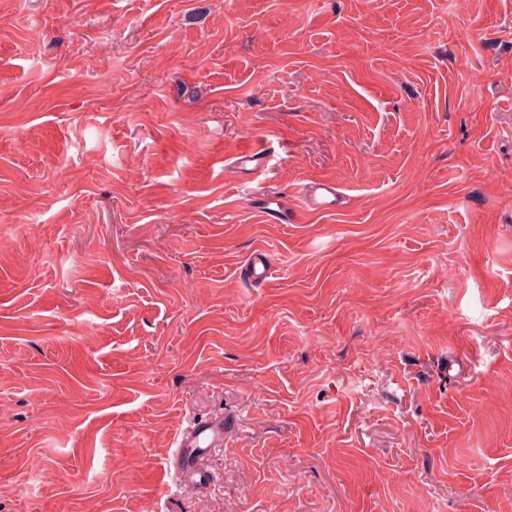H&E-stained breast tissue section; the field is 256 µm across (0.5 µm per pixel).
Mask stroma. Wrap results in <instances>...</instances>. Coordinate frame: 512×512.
<instances>
[{
  "instance_id": "stroma-1",
  "label": "stroma",
  "mask_w": 512,
  "mask_h": 512,
  "mask_svg": "<svg viewBox=\"0 0 512 512\" xmlns=\"http://www.w3.org/2000/svg\"><path fill=\"white\" fill-rule=\"evenodd\" d=\"M0 512H512V0H0ZM305 199L312 212L335 214L340 208L341 193L334 183L314 181L307 188ZM273 270L274 266L264 250H256L241 268L246 278L255 283L267 281ZM229 421L220 413L205 420L191 418L174 438V450L167 458V469L175 477V488L205 487L212 481V472L201 460L224 448V432Z\"/></svg>"
}]
</instances>
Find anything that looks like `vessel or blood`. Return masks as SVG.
I'll list each match as a JSON object with an SVG mask.
<instances>
[{
	"instance_id": "1",
	"label": "vessel or blood",
	"mask_w": 512,
	"mask_h": 512,
	"mask_svg": "<svg viewBox=\"0 0 512 512\" xmlns=\"http://www.w3.org/2000/svg\"><path fill=\"white\" fill-rule=\"evenodd\" d=\"M341 194L331 182L315 181L308 187L306 202L311 211L333 214L340 208ZM242 270L249 281H267L274 266L264 251H255L243 265ZM229 422L223 415L205 420L189 419L174 438V449L167 459V468L175 477L176 488H199L211 483L213 475L202 463L224 446V432Z\"/></svg>"
}]
</instances>
